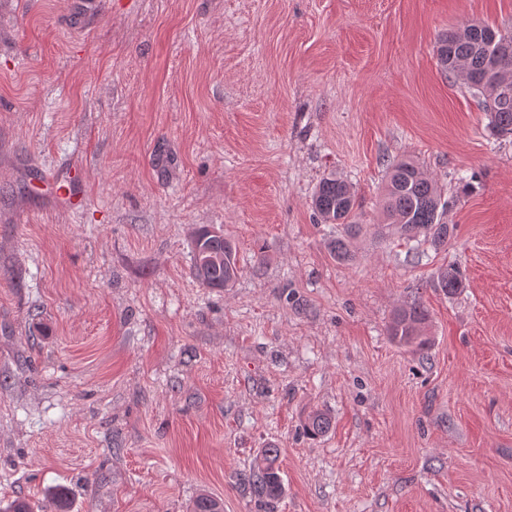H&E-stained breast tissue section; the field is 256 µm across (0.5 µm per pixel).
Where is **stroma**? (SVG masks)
I'll list each match as a JSON object with an SVG mask.
<instances>
[{
    "instance_id": "1",
    "label": "stroma",
    "mask_w": 512,
    "mask_h": 512,
    "mask_svg": "<svg viewBox=\"0 0 512 512\" xmlns=\"http://www.w3.org/2000/svg\"><path fill=\"white\" fill-rule=\"evenodd\" d=\"M78 11L0 0V510L60 484L71 512H264L244 476L274 444L276 512H512V136L435 55L512 31V0ZM393 159L441 187V249L378 234ZM330 173L361 203L347 264L311 208ZM203 225L237 245L228 290L190 274ZM413 301L422 351L387 332ZM463 281L459 270L453 266L440 268L436 277V287L447 295L456 294L462 288ZM331 429V417L323 411H313L307 414L302 424V430L311 439L324 436Z\"/></svg>"
}]
</instances>
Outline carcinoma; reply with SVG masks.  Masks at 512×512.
Wrapping results in <instances>:
<instances>
[{
  "label": "carcinoma",
  "mask_w": 512,
  "mask_h": 512,
  "mask_svg": "<svg viewBox=\"0 0 512 512\" xmlns=\"http://www.w3.org/2000/svg\"><path fill=\"white\" fill-rule=\"evenodd\" d=\"M467 36L450 39L440 36L437 43L447 44L446 55L438 60L441 68L453 75L473 95L483 97L484 110L489 117V127L497 135L512 134V85L495 93L489 88L487 76L492 70L495 48L512 33L484 22H471L463 26ZM442 193L437 182L424 175L411 160H400L390 167L382 207L383 221L378 232L397 233L408 240L424 237L435 247L448 244V225L441 221ZM314 215L323 224L340 226L341 233L329 243L331 254L339 262H348L353 254L350 240L362 230L357 221L359 203L353 186L333 173L323 177L311 200ZM204 240L199 250L192 251L193 277L212 289L233 285L238 268L235 244L223 233H210L201 228ZM436 287L453 295L463 287L459 270L453 266L439 269ZM428 313L417 303L399 308L393 315L388 333L400 346L422 350L430 345L426 333ZM331 429V417L323 411L307 414L302 424L304 434L312 439L321 437ZM262 462L246 477L256 501L267 505L279 500L285 491L279 464L280 451L271 446L261 450ZM69 512V502L64 488L56 487L45 493L39 509H34L24 499L13 500L3 512ZM191 512H224L221 499L202 493L193 502Z\"/></svg>",
  "instance_id": "1"
}]
</instances>
